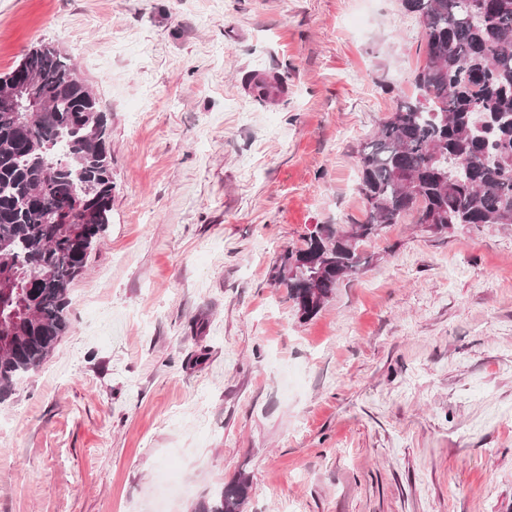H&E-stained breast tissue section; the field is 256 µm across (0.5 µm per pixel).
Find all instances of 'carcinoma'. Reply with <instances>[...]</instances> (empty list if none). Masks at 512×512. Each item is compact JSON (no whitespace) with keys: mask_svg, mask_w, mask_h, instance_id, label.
Listing matches in <instances>:
<instances>
[{"mask_svg":"<svg viewBox=\"0 0 512 512\" xmlns=\"http://www.w3.org/2000/svg\"><path fill=\"white\" fill-rule=\"evenodd\" d=\"M422 19L424 61L362 148L363 219L317 224L270 271L302 320L372 257L363 247L412 220L512 226V0H401ZM34 82L39 112H16L9 90ZM110 123L87 81L53 44L0 76V400L51 356L69 329V285L112 214ZM242 473L193 512H243Z\"/></svg>","mask_w":512,"mask_h":512,"instance_id":"carcinoma-1","label":"carcinoma"}]
</instances>
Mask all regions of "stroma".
Returning a JSON list of instances; mask_svg holds the SVG:
<instances>
[{
	"mask_svg": "<svg viewBox=\"0 0 512 512\" xmlns=\"http://www.w3.org/2000/svg\"><path fill=\"white\" fill-rule=\"evenodd\" d=\"M421 33L401 0H0V74L65 51L114 186L68 334L0 403V512H191L240 473L245 512H512V227L390 226L307 321L269 277L362 219Z\"/></svg>",
	"mask_w": 512,
	"mask_h": 512,
	"instance_id": "obj_1",
	"label": "stroma"
}]
</instances>
